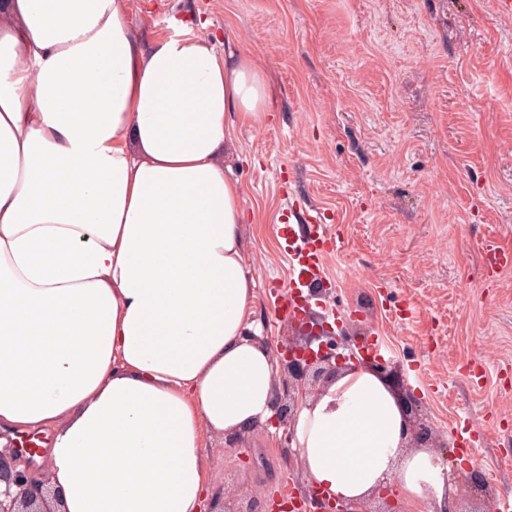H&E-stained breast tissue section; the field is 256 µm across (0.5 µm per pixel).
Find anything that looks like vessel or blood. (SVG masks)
I'll use <instances>...</instances> for the list:
<instances>
[{
    "mask_svg": "<svg viewBox=\"0 0 512 512\" xmlns=\"http://www.w3.org/2000/svg\"><path fill=\"white\" fill-rule=\"evenodd\" d=\"M288 240V259L292 274L285 283L279 298L281 319L297 318L305 312L300 299L304 288L310 287V274L318 269L324 246L332 233L328 225L309 224L305 235H298L293 226H284Z\"/></svg>",
    "mask_w": 512,
    "mask_h": 512,
    "instance_id": "vessel-or-blood-1",
    "label": "vessel or blood"
}]
</instances>
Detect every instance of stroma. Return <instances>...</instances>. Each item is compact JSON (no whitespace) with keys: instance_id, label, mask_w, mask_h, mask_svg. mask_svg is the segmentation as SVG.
<instances>
[{"instance_id":"1","label":"stroma","mask_w":512,"mask_h":512,"mask_svg":"<svg viewBox=\"0 0 512 512\" xmlns=\"http://www.w3.org/2000/svg\"><path fill=\"white\" fill-rule=\"evenodd\" d=\"M145 39L192 33L228 43L273 84L271 111L236 125L221 160L241 182L252 318L269 342L292 330L272 300L289 277L283 221L331 225L311 310L349 349L375 336L421 404L446 477L480 447L485 494L512 492V14L498 0H128ZM414 311L410 324L394 318ZM487 363L483 379L471 378ZM213 474L239 493L298 494L306 479L281 432L255 430L251 469L208 439Z\"/></svg>"}]
</instances>
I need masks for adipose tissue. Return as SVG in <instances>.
Segmentation results:
<instances>
[{
	"label": "adipose tissue",
	"instance_id": "adipose-tissue-1",
	"mask_svg": "<svg viewBox=\"0 0 512 512\" xmlns=\"http://www.w3.org/2000/svg\"><path fill=\"white\" fill-rule=\"evenodd\" d=\"M266 73L182 33L143 45L127 0H0V448L51 429L63 512H215L206 439L271 416L245 199L220 160ZM393 387L341 371L296 415L307 482L348 502L445 484Z\"/></svg>",
	"mask_w": 512,
	"mask_h": 512
}]
</instances>
